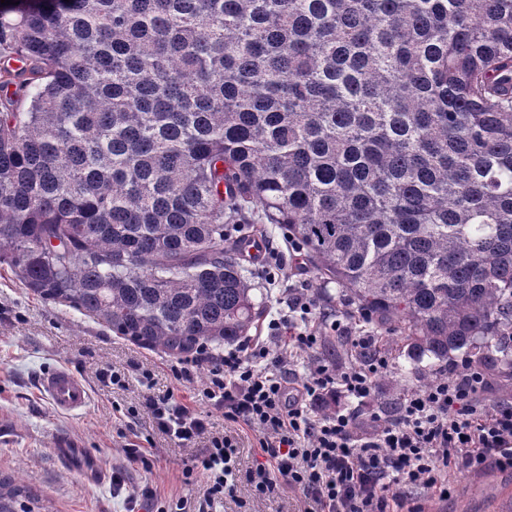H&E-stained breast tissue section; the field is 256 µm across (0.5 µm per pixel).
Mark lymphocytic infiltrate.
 <instances>
[{"label": "lymphocytic infiltrate", "mask_w": 512, "mask_h": 512, "mask_svg": "<svg viewBox=\"0 0 512 512\" xmlns=\"http://www.w3.org/2000/svg\"><path fill=\"white\" fill-rule=\"evenodd\" d=\"M366 315L322 310L301 282L268 322L264 339L243 337L223 353L208 346L179 359L176 380L207 378L202 403L221 413L225 433L208 414L174 394L144 395L154 429L182 447L206 440L182 475L203 482L201 496H181L157 512H211L224 497L266 498L288 490L305 512H422L412 501L425 489L448 495L450 468L512 469V403H486L488 372L461 358L441 379L403 394L393 410L372 406L390 360L376 336H357ZM351 339L356 360L337 365L311 358L324 330ZM252 432L262 456L247 471L236 461L234 433Z\"/></svg>", "instance_id": "lymphocytic-infiltrate-1"}]
</instances>
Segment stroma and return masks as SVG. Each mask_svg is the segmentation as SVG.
<instances>
[{
  "mask_svg": "<svg viewBox=\"0 0 512 512\" xmlns=\"http://www.w3.org/2000/svg\"><path fill=\"white\" fill-rule=\"evenodd\" d=\"M171 356L148 351L113 336L102 324L75 310L44 303L0 265V473L20 476L50 500L55 512H144L129 498L145 485L158 495L184 496L181 481L191 453L154 430L147 413L128 416L144 394L137 380L127 389L102 388L97 372L106 366L139 365L155 375V389L189 394L201 389L177 382ZM64 366L87 385L90 400L79 412L59 411L40 392L38 380L50 368ZM77 448V460L58 458L61 442ZM152 443L159 461L152 472L127 463L130 442ZM125 467L124 488L112 483V470ZM425 512H512V470L452 471L450 493L424 496Z\"/></svg>",
  "mask_w": 512,
  "mask_h": 512,
  "instance_id": "1",
  "label": "stroma"
}]
</instances>
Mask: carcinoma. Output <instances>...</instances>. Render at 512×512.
Instances as JSON below:
<instances>
[{"mask_svg": "<svg viewBox=\"0 0 512 512\" xmlns=\"http://www.w3.org/2000/svg\"><path fill=\"white\" fill-rule=\"evenodd\" d=\"M283 234L418 377L512 366V0L0 4V265L173 357ZM0 512H53L0 474Z\"/></svg>", "mask_w": 512, "mask_h": 512, "instance_id": "1", "label": "carcinoma"}]
</instances>
